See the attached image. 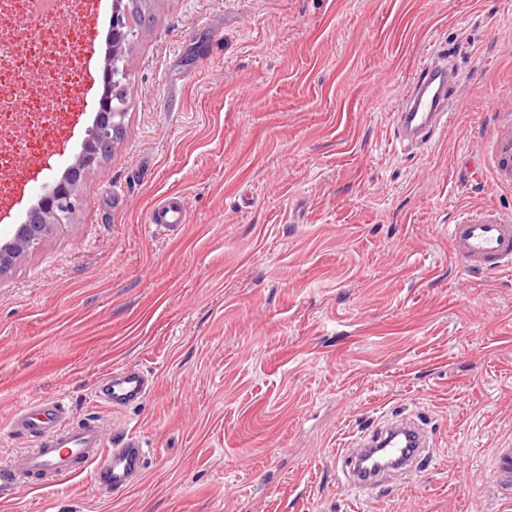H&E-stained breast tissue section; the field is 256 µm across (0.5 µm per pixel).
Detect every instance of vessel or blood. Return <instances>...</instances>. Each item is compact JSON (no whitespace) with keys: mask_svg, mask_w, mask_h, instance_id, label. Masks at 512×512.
Wrapping results in <instances>:
<instances>
[{"mask_svg":"<svg viewBox=\"0 0 512 512\" xmlns=\"http://www.w3.org/2000/svg\"><path fill=\"white\" fill-rule=\"evenodd\" d=\"M97 37L95 22H87L77 35L65 38L66 47L83 50L76 65L88 70V54ZM461 92L459 72L446 53L435 50L417 66L401 95V104L393 114L397 140L418 144L447 127L453 105ZM492 154L500 163L495 175L501 187H512V113L502 112L489 140ZM187 212L180 199L167 198L155 206L149 222L166 230L185 223ZM451 254L456 263L474 275L512 268V215L492 206L471 211L449 227ZM148 377L137 369L126 368L106 373L94 391L95 401L115 410L140 404L149 394ZM11 434L35 438L37 445L15 455L0 480L34 481L42 488L56 479L75 476L94 469L100 488L112 493L127 491L143 472L148 450L141 435L129 430L114 445H107V428L101 419L85 417L73 420L64 398L54 397L27 405L13 416ZM389 455L402 458L405 471L430 466L427 435L421 425L409 418L388 421L372 435L356 439L339 453L336 466L348 485L363 498L373 497L385 485L381 471L362 474L354 463L378 445ZM493 488L498 497L512 500V447L491 451Z\"/></svg>","mask_w":512,"mask_h":512,"instance_id":"obj_1","label":"vessel or blood"}]
</instances>
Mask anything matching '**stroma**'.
Wrapping results in <instances>:
<instances>
[{
	"instance_id": "1",
	"label": "stroma",
	"mask_w": 512,
	"mask_h": 512,
	"mask_svg": "<svg viewBox=\"0 0 512 512\" xmlns=\"http://www.w3.org/2000/svg\"><path fill=\"white\" fill-rule=\"evenodd\" d=\"M132 25L122 139L0 277V466L30 446L14 413L55 396L150 453L123 496L90 468L0 482V512H512L490 471L512 442V270L470 275L448 243L465 211H512L485 164L512 0H146ZM436 40L462 91L404 151L392 114ZM98 110L82 99L54 175ZM172 194L187 221L156 231ZM122 367L153 387L116 412L92 392ZM415 412L432 468L357 498L337 453Z\"/></svg>"
}]
</instances>
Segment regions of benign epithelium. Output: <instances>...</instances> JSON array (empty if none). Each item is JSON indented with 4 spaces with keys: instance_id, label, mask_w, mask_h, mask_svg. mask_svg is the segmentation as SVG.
<instances>
[{
    "instance_id": "7a95c632",
    "label": "benign epithelium",
    "mask_w": 512,
    "mask_h": 512,
    "mask_svg": "<svg viewBox=\"0 0 512 512\" xmlns=\"http://www.w3.org/2000/svg\"><path fill=\"white\" fill-rule=\"evenodd\" d=\"M108 74L115 89L124 91L127 78L126 52L110 54ZM105 109L102 118L92 128L91 136L98 144L110 147L118 128L124 123L126 99L116 95L107 102ZM97 161V156L81 152L74 157L67 174L46 186L41 206L31 209L27 223L15 225L12 236L0 244V276L7 273L23 254L39 246L46 237L47 228L54 224H63L72 217L79 207L80 198L78 180L69 179L68 174L72 172L79 177Z\"/></svg>"
}]
</instances>
